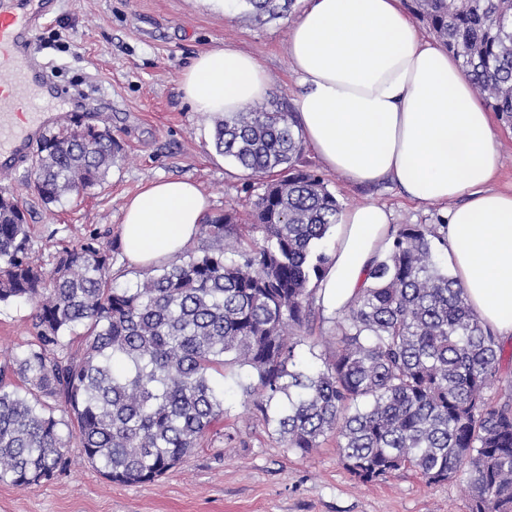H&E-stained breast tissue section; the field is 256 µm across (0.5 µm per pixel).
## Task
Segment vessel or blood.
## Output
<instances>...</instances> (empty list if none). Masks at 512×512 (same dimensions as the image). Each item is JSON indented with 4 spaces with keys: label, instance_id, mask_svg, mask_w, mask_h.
<instances>
[{
    "label": "vessel or blood",
    "instance_id": "obj_1",
    "mask_svg": "<svg viewBox=\"0 0 512 512\" xmlns=\"http://www.w3.org/2000/svg\"><path fill=\"white\" fill-rule=\"evenodd\" d=\"M58 0H0V170L32 160L42 138L70 123L73 92L53 82L36 42Z\"/></svg>",
    "mask_w": 512,
    "mask_h": 512
}]
</instances>
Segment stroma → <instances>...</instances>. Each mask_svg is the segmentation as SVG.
<instances>
[{
  "mask_svg": "<svg viewBox=\"0 0 512 512\" xmlns=\"http://www.w3.org/2000/svg\"><path fill=\"white\" fill-rule=\"evenodd\" d=\"M303 4L282 17L257 21L237 0H59L39 33L56 80L90 88L86 122L109 128L123 157L106 180L82 198L47 204L32 189L33 167L0 174L31 226V255L51 265L62 244L95 232L119 240L125 203L151 182L188 179L209 199V213L236 211L251 223L257 195L246 172L213 145L210 113L185 99L180 77L202 52L232 46L265 71L263 106L294 110L300 92L288 60L290 29ZM297 163L322 175L342 207L374 202L394 224H440L442 205H421L391 182L356 185L327 171L303 147ZM28 303L0 306V355L22 353L34 341ZM224 418L199 448L152 483L118 485L92 466L80 448L68 450L69 470L41 486L0 483V512H469L462 477L429 485L414 472L359 482L342 464L334 437L303 455L286 448L243 393L249 368L226 365Z\"/></svg>",
  "mask_w": 512,
  "mask_h": 512,
  "instance_id": "1",
  "label": "stroma"
}]
</instances>
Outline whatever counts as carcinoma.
I'll list each match as a JSON object with an SVG mask.
<instances>
[{
    "label": "carcinoma",
    "instance_id": "carcinoma-1",
    "mask_svg": "<svg viewBox=\"0 0 512 512\" xmlns=\"http://www.w3.org/2000/svg\"><path fill=\"white\" fill-rule=\"evenodd\" d=\"M241 2L259 19L293 0ZM413 13L512 122V0H413ZM214 144L261 189L250 235L230 212L208 216L197 249L134 288L114 286L112 242L95 234L62 247L49 269L35 263L24 214L0 191V305L39 300L35 346L0 362V483L58 479L73 439L116 484L159 479L223 420L213 373L231 362L253 371L246 393L286 447L307 454L334 434L364 483L412 469L438 484L465 470L469 512H512V406L487 395L501 348L438 262L444 235L397 225L370 285L339 312L335 351L306 366L290 332L314 313L342 207L297 166L292 112L217 113ZM120 154L110 129L77 115L40 142L33 187L46 203L75 198Z\"/></svg>",
    "mask_w": 512,
    "mask_h": 512
}]
</instances>
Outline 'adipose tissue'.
<instances>
[{"label": "adipose tissue", "mask_w": 512, "mask_h": 512, "mask_svg": "<svg viewBox=\"0 0 512 512\" xmlns=\"http://www.w3.org/2000/svg\"><path fill=\"white\" fill-rule=\"evenodd\" d=\"M288 59L301 88L295 119L324 168L352 183L390 180L415 202L447 205L453 273L483 322L512 337V191L492 187L500 154L490 112L458 60L421 34L400 0H306ZM181 84L200 112H236L268 94L260 63L225 45L196 58ZM207 208L193 181L150 183L124 207V254L149 267L182 251ZM391 225V212L374 203L342 211L318 284L327 313L367 285Z\"/></svg>", "instance_id": "obj_1"}]
</instances>
